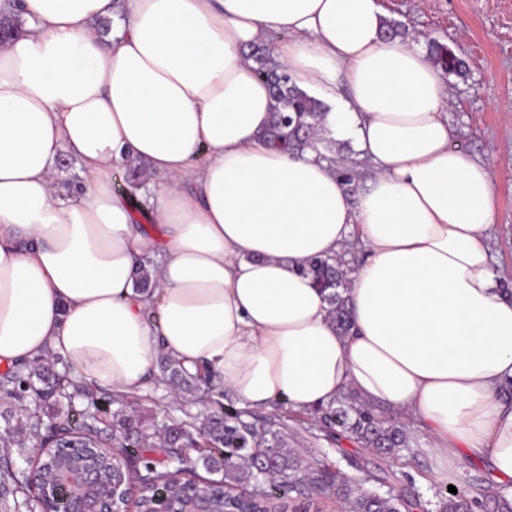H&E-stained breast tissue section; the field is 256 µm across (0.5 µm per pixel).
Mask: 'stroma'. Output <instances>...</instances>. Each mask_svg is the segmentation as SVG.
I'll return each instance as SVG.
<instances>
[{
  "instance_id": "1",
  "label": "stroma",
  "mask_w": 512,
  "mask_h": 512,
  "mask_svg": "<svg viewBox=\"0 0 512 512\" xmlns=\"http://www.w3.org/2000/svg\"><path fill=\"white\" fill-rule=\"evenodd\" d=\"M379 4L386 19L405 27L409 41L423 47L436 39L467 60L466 77L445 79L452 144L488 163L494 172L498 207L489 252L496 268L512 269V0H379ZM129 400L158 413L174 408L194 415L205 408L194 394L172 403L166 387L154 381ZM289 426L316 464L340 469L370 489L375 477L387 473L394 476L396 492L408 497L427 493L433 484L459 486L468 477L489 476L487 465L478 460L463 459L449 471L427 450L418 461L393 465L348 441L315 439L308 425L293 420Z\"/></svg>"
}]
</instances>
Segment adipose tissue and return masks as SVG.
<instances>
[{
  "instance_id": "ef3b65f1",
  "label": "adipose tissue",
  "mask_w": 512,
  "mask_h": 512,
  "mask_svg": "<svg viewBox=\"0 0 512 512\" xmlns=\"http://www.w3.org/2000/svg\"><path fill=\"white\" fill-rule=\"evenodd\" d=\"M11 3L26 31L0 43L1 365L59 356L128 395L164 355L242 405L295 411L351 391L447 467L484 460L512 483L493 171L450 148L446 84L426 51L382 37L377 0ZM271 30L300 89H344L324 126L364 161L359 196L343 162L263 142L274 102L247 53ZM65 151L92 175L67 192ZM129 157L156 175V230L112 190ZM347 250L343 335L303 269Z\"/></svg>"
}]
</instances>
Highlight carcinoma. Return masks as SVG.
Masks as SVG:
<instances>
[{
  "mask_svg": "<svg viewBox=\"0 0 512 512\" xmlns=\"http://www.w3.org/2000/svg\"><path fill=\"white\" fill-rule=\"evenodd\" d=\"M427 53L434 66L445 75L464 77L467 64L448 45L431 40ZM256 76L263 79L276 102L264 141L283 151L320 147L321 157L335 161L333 140L316 138L328 108L320 100L299 90L288 70L276 62L270 48L258 46L250 53ZM350 261L327 257L310 264L315 287L324 294L337 329L350 327L347 311L348 268ZM159 369L167 385L184 394L209 387L208 371L192 373L179 361L163 358ZM37 392L41 401H67V408L46 417L41 406L28 400ZM0 396L11 399L3 412L5 427L0 442L25 448L41 441L53 429L87 432L112 442L116 457L112 461V486H127L135 476L154 479L163 488L157 497L152 491L116 497L120 512H174L184 507L191 477L198 469L219 474L215 481L218 512H311L313 506L327 500L343 505L344 512H410L417 502L402 494L366 491L344 474L310 464L303 449L297 447L288 428V417L262 416L241 409L233 402L217 403L208 412L187 419L162 415L144 416L114 398L105 390L97 392L84 383L50 371L37 359L12 367L0 374ZM86 401L77 415L72 403ZM118 405L115 410L112 405ZM311 426L319 437L330 442L347 440L361 448L395 460L409 462L422 454L418 442L411 439L406 426L397 418L362 402L347 392L336 400L308 412ZM194 450L197 458H185L181 468L158 469L155 453L170 459L179 452ZM64 458L76 459L72 450L51 449L37 459L50 472ZM24 493L23 475L10 462L0 465V512H33L34 501L18 500ZM435 512H512V498L498 494L488 499L482 480L472 478L457 493L442 487L435 492Z\"/></svg>",
  "mask_w": 512,
  "mask_h": 512,
  "instance_id": "cac0c4a2",
  "label": "carcinoma"
}]
</instances>
